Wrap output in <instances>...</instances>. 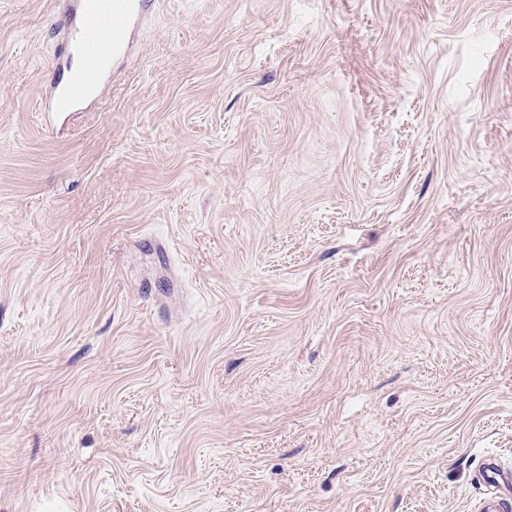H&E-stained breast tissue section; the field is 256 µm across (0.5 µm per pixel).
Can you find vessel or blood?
<instances>
[{
  "mask_svg": "<svg viewBox=\"0 0 512 512\" xmlns=\"http://www.w3.org/2000/svg\"><path fill=\"white\" fill-rule=\"evenodd\" d=\"M98 0H66L61 26L64 37L53 51L51 68L57 76L48 99L39 101L38 111L63 113L96 97L103 79L110 76L113 64L130 51L133 36L152 12L155 0H113L112 36L97 47H89L86 26L96 18ZM484 483L494 493L480 507V512H502L501 489L512 490V476L497 462L489 460L480 467Z\"/></svg>",
  "mask_w": 512,
  "mask_h": 512,
  "instance_id": "obj_1",
  "label": "vessel or blood"
}]
</instances>
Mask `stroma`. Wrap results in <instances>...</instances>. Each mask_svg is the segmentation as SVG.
I'll list each match as a JSON object with an SVG mask.
<instances>
[{"label": "stroma", "instance_id": "1", "mask_svg": "<svg viewBox=\"0 0 512 512\" xmlns=\"http://www.w3.org/2000/svg\"><path fill=\"white\" fill-rule=\"evenodd\" d=\"M0 0V512H478L512 468V0H156L54 128ZM504 469L493 460H487L480 467V474L483 482L492 487L495 491L493 495L487 498L481 507L480 512H501L504 507V498L500 495L502 488H508L509 492L512 490V476L511 472L505 474Z\"/></svg>", "mask_w": 512, "mask_h": 512}]
</instances>
